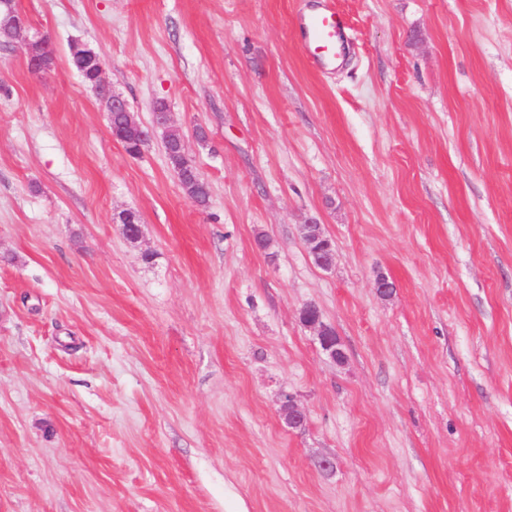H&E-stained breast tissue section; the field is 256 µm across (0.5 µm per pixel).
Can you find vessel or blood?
Wrapping results in <instances>:
<instances>
[{
  "mask_svg": "<svg viewBox=\"0 0 512 512\" xmlns=\"http://www.w3.org/2000/svg\"><path fill=\"white\" fill-rule=\"evenodd\" d=\"M301 35L299 47L310 64L317 69L336 63L344 49L346 20L336 10L325 7L317 11H301L294 18Z\"/></svg>",
  "mask_w": 512,
  "mask_h": 512,
  "instance_id": "b4317fda",
  "label": "vessel or blood"
}]
</instances>
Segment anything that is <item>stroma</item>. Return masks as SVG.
Here are the masks:
<instances>
[{
    "instance_id": "35a3bbf8",
    "label": "stroma",
    "mask_w": 512,
    "mask_h": 512,
    "mask_svg": "<svg viewBox=\"0 0 512 512\" xmlns=\"http://www.w3.org/2000/svg\"><path fill=\"white\" fill-rule=\"evenodd\" d=\"M323 2L318 74L306 0H14L57 59L0 44V512H512V0ZM75 41L166 103L206 207ZM294 26L301 35L299 47L314 68L336 64L345 49L346 19L341 13L330 7L304 10L295 16ZM24 58L28 71L36 77L46 75L56 60L53 40L45 34L26 39L24 42ZM72 67L79 71L84 82L90 86L98 95V97L105 103L107 112L110 117V132L113 139L121 141L120 130L111 123L112 113L123 112L130 121L140 129V142L139 148L148 143L156 129L158 128H169L172 124L171 113L167 110L164 103H157L154 106L155 111L165 112H153L152 120L150 124L139 123L134 114L131 113L128 103L122 97L112 94L110 86L107 84L104 78V63L98 52L87 44L80 42H72L70 45V58ZM300 231L309 252L314 257L316 266L322 269L332 267L335 263L336 252L331 239L325 236L321 225L304 224L301 225ZM301 322L316 331L321 348L336 363H341L344 352L334 330L324 323L320 310L312 304L305 305L299 313Z\"/></svg>"
}]
</instances>
